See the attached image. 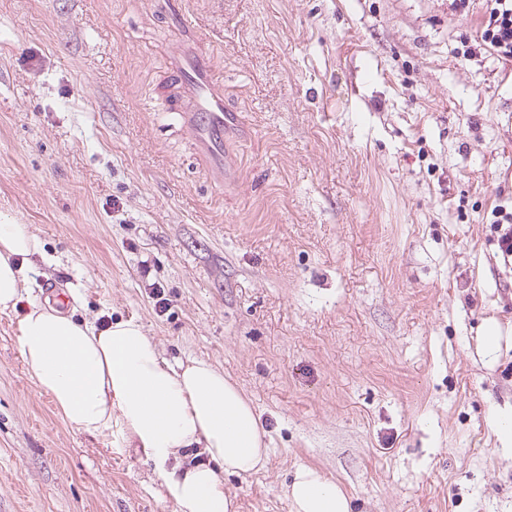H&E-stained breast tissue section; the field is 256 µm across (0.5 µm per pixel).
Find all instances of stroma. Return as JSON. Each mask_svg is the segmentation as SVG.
I'll return each mask as SVG.
<instances>
[{"mask_svg": "<svg viewBox=\"0 0 512 512\" xmlns=\"http://www.w3.org/2000/svg\"><path fill=\"white\" fill-rule=\"evenodd\" d=\"M184 3L188 28L161 0H0V213L57 260L32 298L58 286L76 318L223 370L270 448L225 476L237 512H291L302 465L354 512H512V262L491 226L512 65L475 49L482 0ZM186 55L238 115L220 173L168 109ZM0 512H175L141 449L61 417L11 313Z\"/></svg>", "mask_w": 512, "mask_h": 512, "instance_id": "1", "label": "stroma"}]
</instances>
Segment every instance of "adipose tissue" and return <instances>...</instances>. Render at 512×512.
Here are the masks:
<instances>
[{
  "label": "adipose tissue",
  "mask_w": 512,
  "mask_h": 512,
  "mask_svg": "<svg viewBox=\"0 0 512 512\" xmlns=\"http://www.w3.org/2000/svg\"><path fill=\"white\" fill-rule=\"evenodd\" d=\"M27 225L0 215V313L18 317L20 352L64 419L101 437L120 431L152 460L175 512H237L223 474H251L269 454L252 402L223 371L200 359L160 356L139 323L79 320L30 299L28 272L42 255ZM202 446L209 465L173 462ZM292 512H352L343 488L318 469L297 468L286 487Z\"/></svg>",
  "instance_id": "adipose-tissue-1"
}]
</instances>
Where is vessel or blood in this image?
I'll use <instances>...</instances> for the list:
<instances>
[{"label":"vessel or blood","instance_id":"obj_1","mask_svg":"<svg viewBox=\"0 0 512 512\" xmlns=\"http://www.w3.org/2000/svg\"><path fill=\"white\" fill-rule=\"evenodd\" d=\"M176 74L179 89L170 101L171 109L184 114L198 143L220 144L233 114L217 90L213 65L203 57H191L177 67Z\"/></svg>","mask_w":512,"mask_h":512}]
</instances>
